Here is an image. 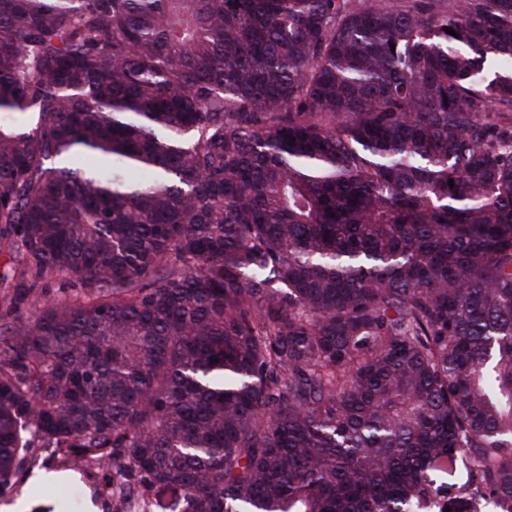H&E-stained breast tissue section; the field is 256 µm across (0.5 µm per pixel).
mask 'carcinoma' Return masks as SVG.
<instances>
[{
    "mask_svg": "<svg viewBox=\"0 0 512 512\" xmlns=\"http://www.w3.org/2000/svg\"><path fill=\"white\" fill-rule=\"evenodd\" d=\"M0 257V492L512 512V0H0ZM46 455L44 452L42 458ZM42 458L23 479L24 484L19 494L0 495V512L15 510L11 506L17 502L24 504V508L20 509L23 512H32L34 509L38 512H103L100 503L99 507L91 503L93 489L85 480L59 467L56 462ZM49 473L57 474L62 479L48 484L37 482L39 476Z\"/></svg>",
    "mask_w": 512,
    "mask_h": 512,
    "instance_id": "carcinoma-1",
    "label": "carcinoma"
}]
</instances>
